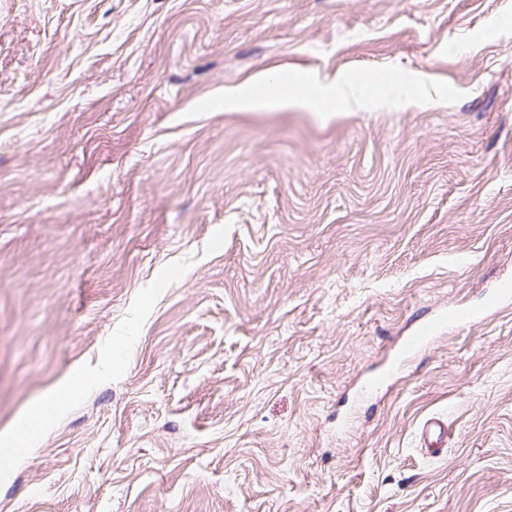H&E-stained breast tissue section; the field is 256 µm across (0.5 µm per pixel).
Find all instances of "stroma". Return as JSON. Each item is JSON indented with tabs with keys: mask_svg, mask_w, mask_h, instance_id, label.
Here are the masks:
<instances>
[{
	"mask_svg": "<svg viewBox=\"0 0 512 512\" xmlns=\"http://www.w3.org/2000/svg\"><path fill=\"white\" fill-rule=\"evenodd\" d=\"M505 278L512 0H0V512H512ZM320 95L330 97L336 95V105L344 107V109L360 108L369 101L354 87L343 74H336V77L326 79L325 81H317ZM224 108L231 111H262L281 109L316 108L306 96L288 95L278 97H254L246 93L243 86L224 90ZM440 326L435 323H423L417 333L409 336L404 344L403 350L407 354L416 355L431 346L438 337L436 334L443 326L453 329H466L478 323L476 313L466 306H453L443 312L439 319ZM87 386L85 380L73 378L51 395L36 400L28 408L21 421L12 429L0 433V444L4 448H29L38 422L48 412L55 413L67 401V396Z\"/></svg>",
	"mask_w": 512,
	"mask_h": 512,
	"instance_id": "1",
	"label": "stroma"
}]
</instances>
